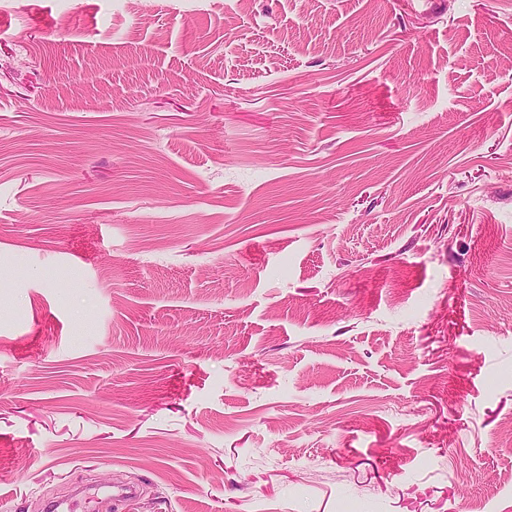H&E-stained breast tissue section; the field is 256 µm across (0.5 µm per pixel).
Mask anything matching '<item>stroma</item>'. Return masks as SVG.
Returning <instances> with one entry per match:
<instances>
[{
    "mask_svg": "<svg viewBox=\"0 0 512 512\" xmlns=\"http://www.w3.org/2000/svg\"><path fill=\"white\" fill-rule=\"evenodd\" d=\"M75 485L512 512V0H0V512Z\"/></svg>",
    "mask_w": 512,
    "mask_h": 512,
    "instance_id": "stroma-1",
    "label": "stroma"
}]
</instances>
